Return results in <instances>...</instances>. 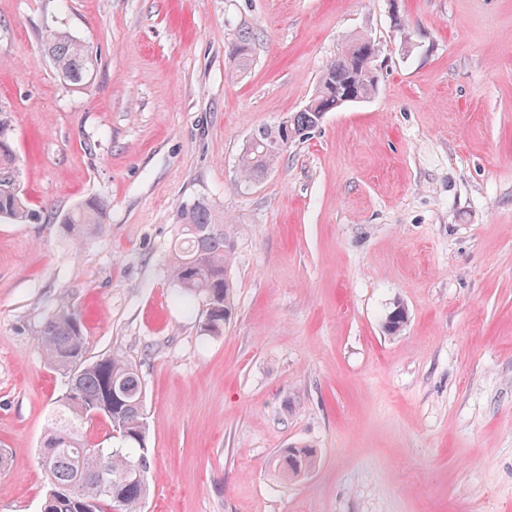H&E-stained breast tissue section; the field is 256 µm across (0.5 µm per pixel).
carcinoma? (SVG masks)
I'll use <instances>...</instances> for the list:
<instances>
[{"instance_id": "1", "label": "carcinoma", "mask_w": 512, "mask_h": 512, "mask_svg": "<svg viewBox=\"0 0 512 512\" xmlns=\"http://www.w3.org/2000/svg\"><path fill=\"white\" fill-rule=\"evenodd\" d=\"M249 35H240L232 63L243 69L251 48ZM47 52L60 79L80 86L88 79L92 62L88 49L65 32H55L46 41ZM372 50L371 41L359 37L324 69L311 105L289 117L288 132L278 127L262 128L252 135L239 157L246 181L263 178L282 152L272 141L287 135L295 140L318 126L325 103L336 96L368 99L378 80L361 64L360 56ZM15 156L9 124L0 117V170L11 169ZM106 205L87 198L59 219L63 234L74 243L102 232ZM37 219L15 181L0 176V222L28 224ZM232 227L218 222L210 201L199 197L180 210L170 278L175 301L191 307L196 300L205 306L199 320L200 335L224 334L232 314L233 288L229 278L232 261ZM407 321L397 306L386 317V330L395 334ZM37 343L47 361L67 379L66 391L56 400L42 439L44 470L49 489L43 512H140L149 494L147 425L144 418L145 385L137 367L118 355L94 361L86 359L85 339L78 317L64 305L50 311L37 331ZM95 421H104L118 432L104 447L87 433ZM317 452L309 445H293L279 459L281 471L298 477L311 471ZM104 478L108 491L98 492L92 483Z\"/></svg>"}]
</instances>
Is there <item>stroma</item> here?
<instances>
[{"label": "stroma", "mask_w": 512, "mask_h": 512, "mask_svg": "<svg viewBox=\"0 0 512 512\" xmlns=\"http://www.w3.org/2000/svg\"><path fill=\"white\" fill-rule=\"evenodd\" d=\"M52 31L88 48L85 85L56 75ZM360 36L375 95L245 182L246 141ZM1 112L42 218L0 223V512L48 490L66 380L36 334L61 301L88 358L145 384L141 512H512V0H0ZM89 197L106 226L76 248L58 220ZM197 197L236 228L214 338L167 272ZM294 443L318 461L288 479Z\"/></svg>", "instance_id": "1"}]
</instances>
